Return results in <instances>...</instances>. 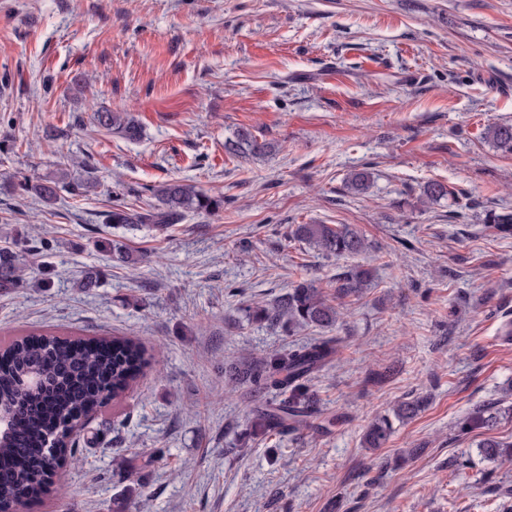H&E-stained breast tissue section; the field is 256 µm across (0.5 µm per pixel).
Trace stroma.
<instances>
[{
  "instance_id": "1",
  "label": "stroma",
  "mask_w": 512,
  "mask_h": 512,
  "mask_svg": "<svg viewBox=\"0 0 512 512\" xmlns=\"http://www.w3.org/2000/svg\"><path fill=\"white\" fill-rule=\"evenodd\" d=\"M124 110L142 136L94 126ZM512 0H0V251L22 285L0 288V339L29 331L139 340L157 363L88 421L64 491L32 512H502L512 466L484 460L462 423L512 403ZM249 130L269 153L226 141ZM93 162L95 188L54 203L20 194ZM371 175L348 190L355 171ZM224 198L159 232L106 224L151 186ZM448 185L432 202L428 182ZM348 224L370 243L339 259L293 238ZM132 262L113 259V243ZM341 300L344 346L309 387L325 429L249 435L225 363L317 336L248 321L299 280ZM387 447L363 433L397 402ZM372 281L373 273L370 268L360 265L347 268L336 277V299L358 296L371 287Z\"/></svg>"
}]
</instances>
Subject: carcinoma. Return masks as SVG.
Here are the masks:
<instances>
[{"label": "carcinoma", "instance_id": "carcinoma-1", "mask_svg": "<svg viewBox=\"0 0 512 512\" xmlns=\"http://www.w3.org/2000/svg\"><path fill=\"white\" fill-rule=\"evenodd\" d=\"M94 123L109 132L135 139L139 129L134 120L121 112L105 110L94 116ZM490 136L501 147L512 150V125H497ZM235 155H260L268 144L260 143L248 131L241 130L226 145ZM94 186L90 178L72 181L67 170L52 179L33 184L25 178L18 182L20 191L35 195L45 203L57 199L58 193L88 191ZM155 203L139 212L124 203L112 206L105 214L107 224H151L164 231L180 223L188 211L211 213L224 208V198L212 197L195 186L180 181H166L151 188ZM431 201L451 194L448 185L429 182L424 190ZM490 228L501 238L512 236V214L492 219ZM292 236L312 245L326 256H350L368 250L366 239L346 224H298ZM369 268L353 266L336 277V298L355 296L371 287ZM23 282V270L15 265V256L0 255V288ZM248 319L279 327L288 335L303 327L331 329L339 320V309L326 298L314 282L294 283L278 301L252 304L245 309ZM342 340L319 336L285 354L261 358L247 357L234 367L238 385L246 387L244 396L252 399L260 391H272L276 399L254 404L251 426L255 434L271 431L298 432L316 413L315 400L309 393L311 375L328 366L341 351ZM1 355L8 363L0 365V401L14 405L8 431L0 437V458L9 460L16 481L34 490L50 493L55 481L51 469L65 465L66 455H75L70 431L81 419L109 403L119 402L137 381L149 362L138 343L120 337H62L53 334H26L11 339ZM38 371L41 388L21 391L26 374ZM422 398L397 403L392 415L374 419L363 434L367 448L379 449L388 444L393 420L408 421L423 408ZM512 413V405L496 402L471 414L463 431L491 429L499 417ZM61 443L59 452L50 455L46 446L53 437ZM485 460L494 464L512 463V443L488 435L477 444ZM0 504L20 512L24 502L14 497V486L0 485Z\"/></svg>", "mask_w": 512, "mask_h": 512}]
</instances>
